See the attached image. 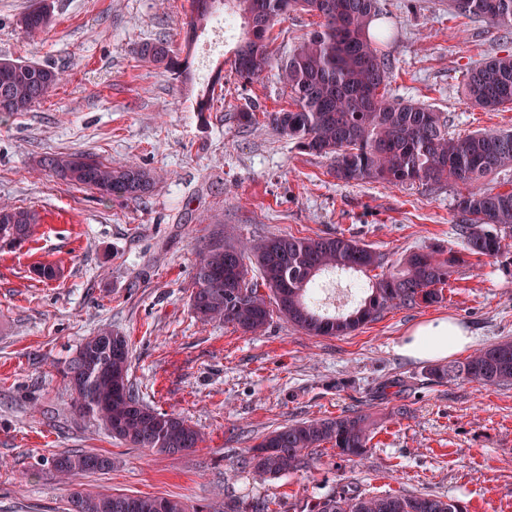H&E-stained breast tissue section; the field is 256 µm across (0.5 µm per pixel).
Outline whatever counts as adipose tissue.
Instances as JSON below:
<instances>
[{
  "mask_svg": "<svg viewBox=\"0 0 512 512\" xmlns=\"http://www.w3.org/2000/svg\"><path fill=\"white\" fill-rule=\"evenodd\" d=\"M471 338L458 323L440 317L417 325L397 347L399 355L414 360H440L462 353Z\"/></svg>",
  "mask_w": 512,
  "mask_h": 512,
  "instance_id": "ef3b65f1",
  "label": "adipose tissue"
}]
</instances>
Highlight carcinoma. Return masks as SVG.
I'll list each match as a JSON object with an SVG mask.
<instances>
[{
  "instance_id": "1",
  "label": "carcinoma",
  "mask_w": 512,
  "mask_h": 512,
  "mask_svg": "<svg viewBox=\"0 0 512 512\" xmlns=\"http://www.w3.org/2000/svg\"><path fill=\"white\" fill-rule=\"evenodd\" d=\"M184 42L218 13L243 22L231 67L253 81L277 68L289 90L291 107L266 113L268 124L310 153L330 160L329 173L346 184L374 180L392 186L451 181L461 192L455 200L457 233L463 248L443 256L413 251L396 264L370 246L344 235L297 237L272 235L250 248L215 246L195 264L193 314L208 322L228 323L245 334L261 332L277 313L310 336H346L396 306L431 305L443 300L454 269L470 256L493 258L512 236V188L483 189L488 176L512 170V131L450 132L448 114L389 96L390 60L380 45L389 38L380 0H187ZM459 16L512 29V0H450ZM303 10L320 19L318 28L287 55L275 58L270 31L281 16ZM19 25L33 34L51 26L45 0L21 15ZM138 54L169 72L181 66L165 40L146 42ZM63 81L47 66L0 58V117L28 111ZM464 95L475 107L497 111L512 106V55L491 58L464 75ZM42 166L71 185L90 188L102 198H141L152 185L150 172L131 164H112L88 152L55 153ZM38 212L0 209V241L21 243L37 224ZM237 256L236 271L226 268ZM252 259L260 281L248 279ZM381 269L360 285V299L346 311L319 308L315 285L328 275ZM126 337L101 329L86 339L64 369L78 411L98 421L115 439L136 448L175 455L198 446L200 434L182 417L160 412L139 400L129 384ZM438 380H467L483 386L512 384V340L482 347L462 361L435 366ZM372 423L359 410L331 418L297 422L265 435L244 457V466L275 477L307 472L316 454L331 445L336 458L355 464L369 452ZM53 469L70 478L102 471L110 460L76 452L57 457ZM71 512H187L180 501L76 489ZM309 512H463L456 501L430 494L366 495L345 484Z\"/></svg>"
}]
</instances>
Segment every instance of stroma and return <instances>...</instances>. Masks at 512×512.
<instances>
[{
  "mask_svg": "<svg viewBox=\"0 0 512 512\" xmlns=\"http://www.w3.org/2000/svg\"><path fill=\"white\" fill-rule=\"evenodd\" d=\"M53 25H18L32 0H0V57L62 70L63 82L29 111L0 120V207L40 215L21 246L0 245V512H66L75 484L177 499L189 512L269 501L294 512L335 494L344 479L367 494L426 493L466 512H512V385L436 381L430 361L396 347L414 325L454 318L474 348L512 340V238L498 257H469L431 306L397 307L346 336H308L282 317L257 334L207 323L190 308L198 251L280 234H342L399 261L416 250L458 251L453 184H346L327 159L273 130L264 115L288 107L273 74L245 82L234 41L205 55L203 28L188 73L139 58L164 39L182 52L186 0H49ZM390 94L448 113L451 130H512V108L487 112L462 92L466 71L512 54V31L453 14L449 0H383ZM291 12L270 47L287 54L316 27ZM221 84L210 85L214 71ZM210 111H197L200 89ZM254 109L258 124L238 125ZM88 151L153 174L139 199H104L44 170L48 153ZM54 267L56 276L38 270ZM105 326L127 336L128 378L151 407L197 429L198 448L175 456L131 448L74 407L63 370ZM357 408L375 420L367 457L340 463L319 451L315 469L277 478L242 467L276 428ZM407 409L399 417L397 409ZM109 457V470L71 482L50 461L65 452Z\"/></svg>",
  "mask_w": 512,
  "mask_h": 512,
  "instance_id": "stroma-1",
  "label": "stroma"
}]
</instances>
